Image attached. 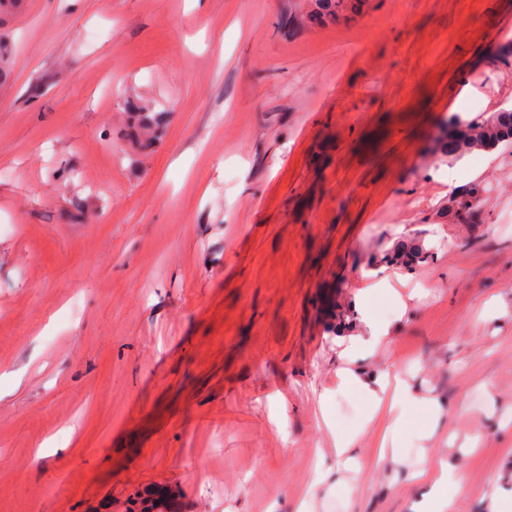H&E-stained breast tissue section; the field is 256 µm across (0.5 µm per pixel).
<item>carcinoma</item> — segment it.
Segmentation results:
<instances>
[{"mask_svg":"<svg viewBox=\"0 0 512 512\" xmlns=\"http://www.w3.org/2000/svg\"><path fill=\"white\" fill-rule=\"evenodd\" d=\"M346 0H315L310 18L316 21L333 20L346 10ZM502 145H512V110L503 109L491 116L467 119L454 115L441 129L437 151L444 157L461 158L474 153H490ZM488 194L485 183H474L452 199V208L458 221H471L476 207ZM432 258V253L415 241H401L371 263H386L415 270Z\"/></svg>","mask_w":512,"mask_h":512,"instance_id":"obj_1","label":"carcinoma"}]
</instances>
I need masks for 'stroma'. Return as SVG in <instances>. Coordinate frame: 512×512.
Listing matches in <instances>:
<instances>
[{
	"mask_svg": "<svg viewBox=\"0 0 512 512\" xmlns=\"http://www.w3.org/2000/svg\"><path fill=\"white\" fill-rule=\"evenodd\" d=\"M22 0L0 17V512H512V148L444 158L512 108V0ZM158 113L144 146L131 104ZM497 185L470 223L451 199ZM433 257L370 266L398 241ZM357 360L432 397L376 463ZM358 437L338 460L333 429ZM479 434L474 450L463 447ZM329 473L337 489L325 495ZM346 0H315L310 19L316 21L338 19L346 10ZM502 145H512V110L467 119L454 115L441 129L437 151L444 157L461 158L474 153H490ZM362 321L366 325V336H351L349 349L353 352L372 354L386 340L389 333V324L375 321L369 311L362 307L360 310ZM448 461L437 459L429 470L421 469L410 473V478L419 482H427L435 470L440 476L429 485V491L413 508L414 512H454L455 498L448 492Z\"/></svg>",
	"mask_w": 512,
	"mask_h": 512,
	"instance_id": "stroma-1",
	"label": "stroma"
}]
</instances>
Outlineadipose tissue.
<instances>
[{
	"mask_svg": "<svg viewBox=\"0 0 512 512\" xmlns=\"http://www.w3.org/2000/svg\"><path fill=\"white\" fill-rule=\"evenodd\" d=\"M338 377L343 387L358 391L367 406L366 427L374 429L381 441L378 448L380 459H388L386 441L391 430L404 422L413 411L435 415L436 401L414 392L403 381H390L388 376L368 377L349 368L341 369ZM447 460L438 459L432 470L411 472V479L428 483L429 490L415 506L414 512H455V498L448 491Z\"/></svg>",
	"mask_w": 512,
	"mask_h": 512,
	"instance_id": "ef3b65f1",
	"label": "adipose tissue"
}]
</instances>
